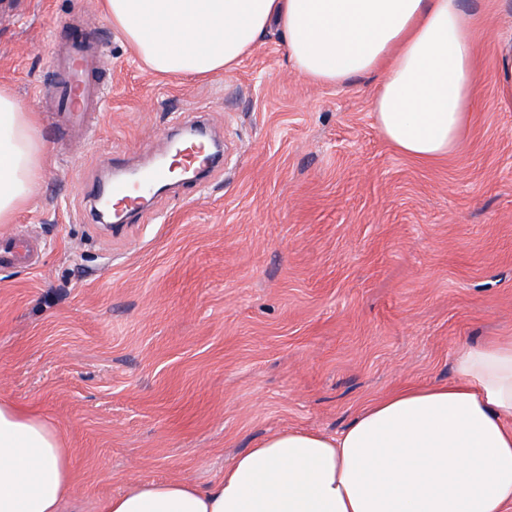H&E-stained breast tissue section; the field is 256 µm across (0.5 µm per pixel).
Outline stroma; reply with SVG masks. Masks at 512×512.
Instances as JSON below:
<instances>
[{"instance_id":"35a3bbf8","label":"stroma","mask_w":512,"mask_h":512,"mask_svg":"<svg viewBox=\"0 0 512 512\" xmlns=\"http://www.w3.org/2000/svg\"><path fill=\"white\" fill-rule=\"evenodd\" d=\"M462 2L478 108L423 163L375 124L380 75L309 81L278 33L199 81L146 68L99 0H0V85L39 110L44 165L0 223L43 247L37 267H0V400L58 428L81 512L133 481L210 484L284 428L337 433L388 391L451 379L460 343L512 334V99L492 79L512 0ZM77 14L112 69L81 152L38 96ZM199 107L224 138L206 191L92 222L84 186L152 161Z\"/></svg>"}]
</instances>
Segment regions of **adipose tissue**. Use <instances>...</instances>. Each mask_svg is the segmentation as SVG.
<instances>
[{
	"mask_svg": "<svg viewBox=\"0 0 512 512\" xmlns=\"http://www.w3.org/2000/svg\"><path fill=\"white\" fill-rule=\"evenodd\" d=\"M113 29L160 75L234 69L278 29L296 71L326 85L380 71L375 121L400 152L448 155L478 94L462 0H101ZM43 169L33 107L0 86V223ZM454 376L365 405L341 433L299 428L256 442L201 486L137 481L102 512H512V336L464 344ZM57 429L0 403V512H74Z\"/></svg>",
	"mask_w": 512,
	"mask_h": 512,
	"instance_id": "1",
	"label": "adipose tissue"
}]
</instances>
